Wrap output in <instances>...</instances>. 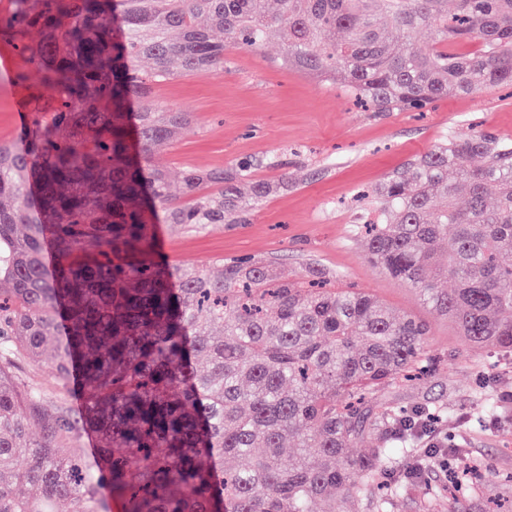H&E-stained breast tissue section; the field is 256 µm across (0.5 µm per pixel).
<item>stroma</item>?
Wrapping results in <instances>:
<instances>
[{"mask_svg": "<svg viewBox=\"0 0 512 512\" xmlns=\"http://www.w3.org/2000/svg\"><path fill=\"white\" fill-rule=\"evenodd\" d=\"M280 42L270 35L258 51L230 50L222 73L178 76L155 84V101L190 112L192 122L174 143L156 153L172 185L184 170L222 169L245 160L256 177L277 182V190L247 224H214L193 231L165 227L166 259L216 270L222 258L276 261L284 276L296 278L320 269L339 289L370 293L400 314H411L430 328L428 350L436 361L432 375L389 388L381 402L394 406L439 405L443 411L416 445H452L488 475L478 496L460 501V512H482L485 503L512 496L500 481L512 474V423L474 424L473 391H512V356L470 353L447 318L424 306L415 290L373 267L355 227L365 221L359 192L426 153L455 132L489 131L512 137V88H491L477 96H453L426 112H371L345 90L284 68ZM36 75L0 79V141L17 142L16 114L39 91ZM54 349L41 360L21 364L50 400V412L73 409V396L60 391L53 370ZM415 453L398 455L387 483L401 485L388 512H448V477L429 468L407 482Z\"/></svg>", "mask_w": 512, "mask_h": 512, "instance_id": "35a3bbf8", "label": "stroma"}]
</instances>
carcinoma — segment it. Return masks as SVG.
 I'll return each instance as SVG.
<instances>
[{
    "label": "carcinoma",
    "mask_w": 512,
    "mask_h": 512,
    "mask_svg": "<svg viewBox=\"0 0 512 512\" xmlns=\"http://www.w3.org/2000/svg\"><path fill=\"white\" fill-rule=\"evenodd\" d=\"M9 0L0 32L46 90L26 148L0 142V512H382L372 491L413 437L383 390L427 375L428 325L358 291L318 288L276 263L174 266L152 225L245 224L275 191L247 163L182 176L151 154L190 115L153 79L224 70L260 49L371 103L419 111L512 83V0ZM386 13L391 30L380 27ZM423 30L430 40L416 42ZM368 261L448 318L466 349L512 353V139L456 133L372 191ZM51 236L56 269L44 263ZM58 347L79 365L81 409L48 413L13 374ZM39 428V437L31 431ZM97 435L85 466L80 433ZM367 447L354 454L351 448ZM69 452L62 453V449ZM22 461L25 466L16 468Z\"/></svg>",
    "instance_id": "carcinoma-1"
}]
</instances>
